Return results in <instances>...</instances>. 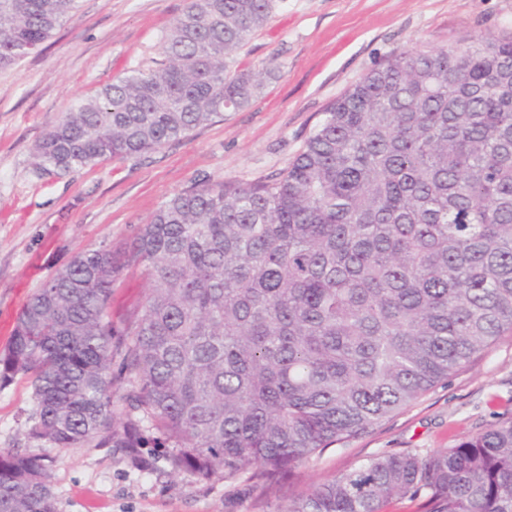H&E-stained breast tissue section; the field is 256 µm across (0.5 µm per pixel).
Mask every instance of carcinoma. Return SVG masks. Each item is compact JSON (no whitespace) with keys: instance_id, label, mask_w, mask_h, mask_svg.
I'll list each match as a JSON object with an SVG mask.
<instances>
[{"instance_id":"carcinoma-1","label":"carcinoma","mask_w":512,"mask_h":512,"mask_svg":"<svg viewBox=\"0 0 512 512\" xmlns=\"http://www.w3.org/2000/svg\"><path fill=\"white\" fill-rule=\"evenodd\" d=\"M77 0H0V71ZM273 0H191L157 66L63 113L45 171L131 157L249 106L275 68L232 67ZM149 281L123 332L112 410V288ZM512 333V35L392 53L323 112L280 176L178 192L123 250L82 251L33 292L0 352L51 448L144 446L172 467L273 483L446 381ZM512 512V418L453 448L371 457L281 512ZM0 512H57L44 455L0 448Z\"/></svg>"}]
</instances>
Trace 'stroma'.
Here are the masks:
<instances>
[{
	"mask_svg": "<svg viewBox=\"0 0 512 512\" xmlns=\"http://www.w3.org/2000/svg\"><path fill=\"white\" fill-rule=\"evenodd\" d=\"M188 0H78L76 13L13 68L0 71V350L33 292L78 252L132 240L159 205L201 182L279 176L325 108L385 56L419 46L512 33V0H276L232 55L273 63L252 104L185 138L129 158L46 173L33 149L78 100L133 68L150 69ZM148 282L124 273L110 314L124 327ZM36 408L28 376L0 389V448L39 449L28 435ZM512 417V334L447 381L342 445L322 450L267 491L246 479L174 473L151 426L140 462L122 448L45 450L58 512H279L289 500L379 454L451 448Z\"/></svg>",
	"mask_w": 512,
	"mask_h": 512,
	"instance_id": "1",
	"label": "stroma"
}]
</instances>
